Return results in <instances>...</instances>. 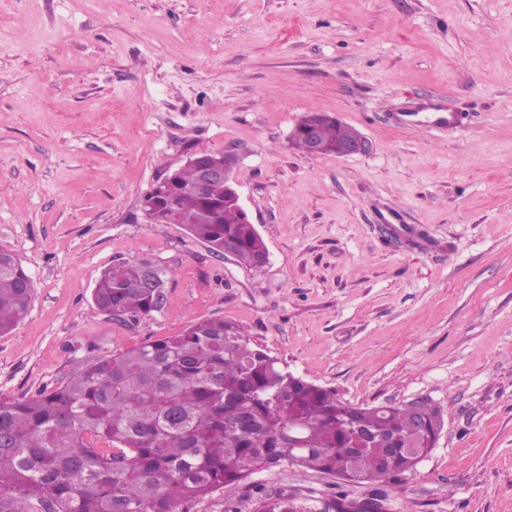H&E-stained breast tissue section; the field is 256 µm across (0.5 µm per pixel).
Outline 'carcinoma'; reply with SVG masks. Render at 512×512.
Wrapping results in <instances>:
<instances>
[{
  "mask_svg": "<svg viewBox=\"0 0 512 512\" xmlns=\"http://www.w3.org/2000/svg\"><path fill=\"white\" fill-rule=\"evenodd\" d=\"M357 129L329 114L321 155ZM189 166L145 211L179 224L224 256L256 269L267 246L233 200L230 185L194 188ZM168 270L119 261L93 289L96 308L116 321L159 312ZM34 283L14 253L0 249V336L25 317ZM444 425L440 406L353 405L306 381L224 319L88 361L64 384L28 398L0 396V512H190L221 490L231 494L260 469L287 464L339 477L336 486L384 487L413 470ZM262 512H295L282 495Z\"/></svg>",
  "mask_w": 512,
  "mask_h": 512,
  "instance_id": "obj_1",
  "label": "carcinoma"
}]
</instances>
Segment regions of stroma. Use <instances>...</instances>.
I'll list each match as a JSON object with an SVG mask.
<instances>
[{"label":"stroma","mask_w":512,"mask_h":512,"mask_svg":"<svg viewBox=\"0 0 512 512\" xmlns=\"http://www.w3.org/2000/svg\"><path fill=\"white\" fill-rule=\"evenodd\" d=\"M312 111L369 151L299 153ZM225 149L268 248L257 270L140 207ZM0 248L35 286L0 336V396L223 318L351 403L441 407L382 512H512V0H0ZM132 259L168 269L165 304L116 321L93 289ZM332 491L283 465L191 512L281 495L358 512L372 494ZM311 113L312 112H307L305 115H303L298 120V122L296 123L295 127L291 132V145L296 150L310 157L333 156L336 150V158L350 157L367 152L368 142L366 141L363 134L359 132V130H357L351 125L342 122L336 116L327 113V118L324 119L323 124L320 128V140L322 143L321 153L316 156L310 155L306 149L305 143L302 140L299 132L301 127L304 126L310 119ZM336 120L341 121L342 123L336 124ZM356 132L359 133L353 136L352 138L340 141L336 147V141L338 139L344 138Z\"/></svg>","instance_id":"stroma-1"}]
</instances>
